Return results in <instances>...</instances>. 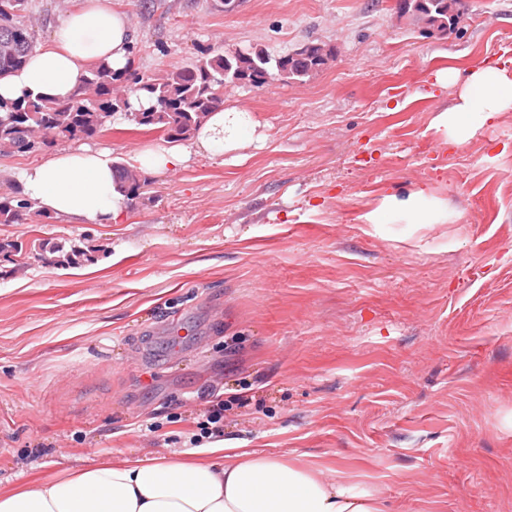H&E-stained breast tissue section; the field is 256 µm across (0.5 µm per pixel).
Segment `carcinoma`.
Returning a JSON list of instances; mask_svg holds the SVG:
<instances>
[{"instance_id": "1", "label": "carcinoma", "mask_w": 512, "mask_h": 512, "mask_svg": "<svg viewBox=\"0 0 512 512\" xmlns=\"http://www.w3.org/2000/svg\"><path fill=\"white\" fill-rule=\"evenodd\" d=\"M459 0H403L402 18L430 32L455 30ZM38 26L29 13V0H0V77L22 67L37 44ZM333 57L327 44L310 41L299 56L290 53L276 59L265 50H211L185 69L143 76L132 70L119 76L105 66L89 69L76 94L65 101L25 96L5 105L0 102V142L12 144L13 154L41 150L39 140L52 135L67 143L92 139L112 126L117 113L129 112V98L146 96L151 105L132 124L157 129L168 140L184 141L208 114L224 105V87L266 79L303 83ZM117 180L129 183L127 198L135 199L141 188L138 171L122 164ZM0 189V224H27L47 218L34 203L20 195L11 180ZM96 248L86 239H62L50 248L49 263L70 268L92 259Z\"/></svg>"}]
</instances>
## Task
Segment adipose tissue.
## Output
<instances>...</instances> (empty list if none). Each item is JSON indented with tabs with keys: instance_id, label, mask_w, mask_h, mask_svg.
<instances>
[{
	"instance_id": "1",
	"label": "adipose tissue",
	"mask_w": 512,
	"mask_h": 512,
	"mask_svg": "<svg viewBox=\"0 0 512 512\" xmlns=\"http://www.w3.org/2000/svg\"><path fill=\"white\" fill-rule=\"evenodd\" d=\"M128 17L105 0H87L58 26L49 46L26 66L0 78V99L24 96L66 100L91 66L127 70L134 45ZM438 82L458 86L453 103L433 126L458 145L488 120L512 112V69L485 62L458 78L451 70ZM255 126L250 113L225 107L210 114L184 143L162 141L133 150L131 166L150 173L183 168L192 156L228 155L246 148ZM116 161L109 149L62 146L44 161L19 171L25 198L54 215L94 224H115L125 209L115 188ZM368 224H444L448 203L421 186L400 197H379L363 216ZM0 512H386L373 491L343 475L245 448H228L207 459L155 456L69 469L12 487H0Z\"/></svg>"
}]
</instances>
